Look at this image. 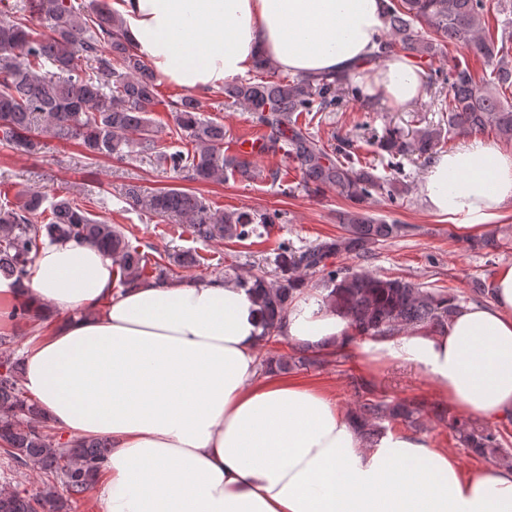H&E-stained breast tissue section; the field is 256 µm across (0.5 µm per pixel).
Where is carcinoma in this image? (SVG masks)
I'll return each mask as SVG.
<instances>
[{
    "instance_id": "cac0c4a2",
    "label": "carcinoma",
    "mask_w": 512,
    "mask_h": 512,
    "mask_svg": "<svg viewBox=\"0 0 512 512\" xmlns=\"http://www.w3.org/2000/svg\"><path fill=\"white\" fill-rule=\"evenodd\" d=\"M386 26L377 39L373 59L392 52L406 54L427 70L426 91L441 112L437 127L407 137L395 126L384 127L370 142L388 165L410 153L430 155L460 135L487 128L512 142V30L507 24H486L484 0H382ZM448 48L482 60L477 76L468 59L456 58L448 69L434 67ZM229 107L253 114L269 130L263 152L283 153L297 164L304 187L336 191L359 203L378 193L396 197L373 164H358L357 140L325 143L310 131L316 118L335 112L343 97L362 96L352 72L336 71L276 81L236 79L220 91ZM161 104L157 84L136 52L108 0H93L90 13L74 9L71 0H0V145L29 154L44 144L38 128L53 137L74 141L89 160H123L135 153L154 159L173 173L187 172L206 183L230 176L259 178L247 156L224 153V124L201 114L199 101L186 94L165 104L175 126L192 144V151L161 152L150 113ZM126 200L134 210L159 218L179 217L192 237L203 241L242 243L280 223L278 212L215 210L192 191L168 187L146 192L130 184ZM343 233L304 248L284 244L276 256L275 280L258 265L230 267L216 276L257 291L262 341L279 340V326L294 294L319 277L325 299L342 307L350 318L354 339L393 335L402 328L439 331L448 325L462 300L444 289H425L405 277L352 272L336 266L340 255L363 256L372 247L399 237L403 224H390L359 210L341 215ZM89 242L102 247L116 264L118 286L170 278L171 266L190 268L200 256L190 250L150 258L117 225L100 218L74 197L50 198L42 191L18 194L0 203V273L21 280L45 242ZM338 351L295 347L287 356L269 355L280 370L307 369L331 361ZM22 361L0 363V448L14 468L36 466L45 475L36 493L8 482L0 484V512H70L71 503L90 489L91 477L108 462L106 439L67 441L51 429L38 402L21 381ZM357 394L350 415L366 441L397 426L419 431L431 415L445 425L457 443L477 455L496 457L502 442L492 429L457 415L447 407L426 408L406 400L377 396L365 383L354 381Z\"/></svg>"
}]
</instances>
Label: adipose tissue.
Here are the masks:
<instances>
[{
	"label": "adipose tissue",
	"instance_id": "adipose-tissue-1",
	"mask_svg": "<svg viewBox=\"0 0 512 512\" xmlns=\"http://www.w3.org/2000/svg\"><path fill=\"white\" fill-rule=\"evenodd\" d=\"M137 53L164 81L207 94L257 57L314 75L369 69L394 105L420 97L425 71L399 53L370 56L381 0H109ZM512 199V154L476 140L431 164L425 203L482 226ZM111 257L89 243H45L27 278L0 275V318L26 303L45 332L22 382L68 435L105 438L98 512H512V467L464 470L409 432L365 445L325 392L260 366L252 294L215 277L116 290ZM490 301L459 309L447 329H402L353 342L349 320L307 290L283 338L312 350L357 348L370 363L421 368L459 413L512 414V265Z\"/></svg>",
	"mask_w": 512,
	"mask_h": 512
}]
</instances>
